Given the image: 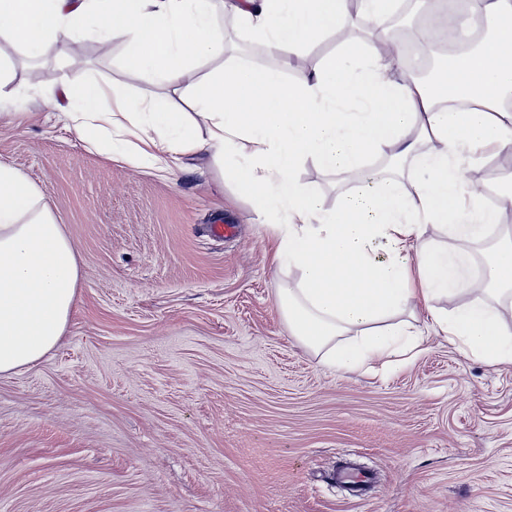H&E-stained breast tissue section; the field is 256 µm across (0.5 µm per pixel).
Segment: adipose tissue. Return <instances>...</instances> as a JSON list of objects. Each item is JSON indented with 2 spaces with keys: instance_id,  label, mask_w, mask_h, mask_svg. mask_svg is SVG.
Instances as JSON below:
<instances>
[{
  "instance_id": "obj_1",
  "label": "adipose tissue",
  "mask_w": 512,
  "mask_h": 512,
  "mask_svg": "<svg viewBox=\"0 0 512 512\" xmlns=\"http://www.w3.org/2000/svg\"><path fill=\"white\" fill-rule=\"evenodd\" d=\"M215 0H0V37L48 59L86 34L132 49L127 75L158 77L193 107L195 119L162 101L128 95L90 80L63 88L68 119L87 150L118 153L170 174L190 156L234 158L224 176L255 203L261 223L276 231L273 261L300 272L278 302L288 332L339 371L386 364L418 348L400 314L416 299L448 298L434 324L472 356L512 363V328L479 291L512 283V232L483 278L466 251L422 243L423 227H446L449 238L479 242L497 212L466 207L462 194H482L475 178L479 147L512 150V0H471L468 25L487 35L456 56L435 82L417 80L399 48L377 41L359 52L339 48L316 70L292 74L224 62L205 83L186 85L189 65L222 57L224 32ZM250 36L273 55L305 49L348 22V0H224ZM430 142L410 188L367 180L373 152L404 158L410 137ZM311 161L347 175L353 188L334 206L303 188L298 165ZM418 241L416 267L404 256ZM79 264L63 225L42 191L0 161V376L41 360L63 335L76 303Z\"/></svg>"
}]
</instances>
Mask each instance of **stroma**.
Instances as JSON below:
<instances>
[{"label": "stroma", "mask_w": 512, "mask_h": 512, "mask_svg": "<svg viewBox=\"0 0 512 512\" xmlns=\"http://www.w3.org/2000/svg\"><path fill=\"white\" fill-rule=\"evenodd\" d=\"M224 58L261 68L231 12ZM17 104L0 103V160L46 194L79 261L76 305L57 346L0 377V512H512V365L473 359L434 330L411 360L337 371L296 342L278 291L274 238L208 155L164 176L85 149L56 100L88 79L127 81L129 49L88 35L34 66L0 38ZM20 107L21 117L8 113ZM305 188L335 205L340 174L303 163ZM236 224L237 238L207 235ZM374 474L363 498L334 475Z\"/></svg>", "instance_id": "35a3bbf8"}]
</instances>
